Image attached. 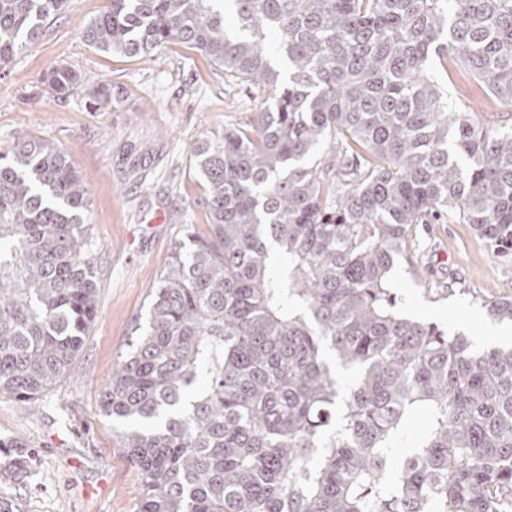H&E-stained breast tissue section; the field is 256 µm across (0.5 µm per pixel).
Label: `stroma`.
<instances>
[{
  "mask_svg": "<svg viewBox=\"0 0 512 512\" xmlns=\"http://www.w3.org/2000/svg\"><path fill=\"white\" fill-rule=\"evenodd\" d=\"M108 0H68L64 13L0 72V143L37 135L68 155L90 192V222L101 261L97 318L71 375L31 408L0 397V494L18 512H137L140 481L102 416L100 390L183 225L206 231L203 180L189 166L196 140L239 125L258 111L260 90L225 80L201 51L170 44L147 57L106 55L81 38ZM65 64L86 82L108 80L123 108L99 112L83 94L59 100L42 83ZM436 69L453 108L496 121L483 97L461 92L470 76L442 59ZM138 164L146 178L128 177ZM401 312L484 339L485 307L512 296V264L500 261L470 225L419 224L392 272ZM28 456L17 475L10 461Z\"/></svg>",
  "mask_w": 512,
  "mask_h": 512,
  "instance_id": "35a3bbf8",
  "label": "stroma"
}]
</instances>
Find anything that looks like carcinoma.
Returning a JSON list of instances; mask_svg holds the SVG:
<instances>
[{"instance_id": "1", "label": "carcinoma", "mask_w": 512, "mask_h": 512, "mask_svg": "<svg viewBox=\"0 0 512 512\" xmlns=\"http://www.w3.org/2000/svg\"><path fill=\"white\" fill-rule=\"evenodd\" d=\"M65 4L0 0V71ZM224 9L109 0L83 31L112 55L185 44L271 89L193 145L209 231L183 225L100 394L138 512H512V347L408 318L391 288L430 215L512 261V126L450 109L430 68L449 56L512 104V0H232V30ZM43 84L123 102L70 66ZM88 211L64 151L0 145L1 397L39 404L96 319ZM486 314L512 323V297Z\"/></svg>"}]
</instances>
